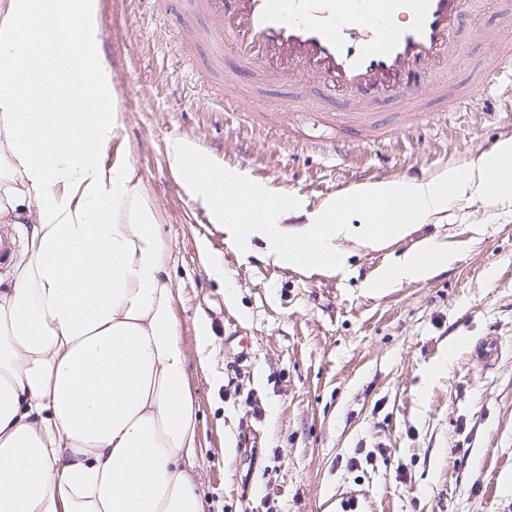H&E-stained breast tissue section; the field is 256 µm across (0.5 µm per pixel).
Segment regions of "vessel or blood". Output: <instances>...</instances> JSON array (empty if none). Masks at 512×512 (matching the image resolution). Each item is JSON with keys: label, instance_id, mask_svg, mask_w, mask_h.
I'll use <instances>...</instances> for the list:
<instances>
[{"label": "vessel or blood", "instance_id": "b4317fda", "mask_svg": "<svg viewBox=\"0 0 512 512\" xmlns=\"http://www.w3.org/2000/svg\"><path fill=\"white\" fill-rule=\"evenodd\" d=\"M204 17V28H186L184 44L199 39L211 51L200 81H210L232 53L237 74L267 83L288 79L307 91L309 112L322 99L353 109L360 135L373 126L372 108L391 101L402 114L444 112L482 94L455 86L448 71L461 59V21L483 0H181ZM409 12L400 26L395 17ZM506 22L481 32L494 53V72L512 83V8ZM322 99H313V90Z\"/></svg>", "mask_w": 512, "mask_h": 512}]
</instances>
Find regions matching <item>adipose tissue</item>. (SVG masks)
Instances as JSON below:
<instances>
[{"label": "adipose tissue", "instance_id": "adipose-tissue-1", "mask_svg": "<svg viewBox=\"0 0 512 512\" xmlns=\"http://www.w3.org/2000/svg\"><path fill=\"white\" fill-rule=\"evenodd\" d=\"M99 0H0V512H204L171 248L144 182L109 161ZM425 244L391 287L448 266ZM3 228H9L11 230V232L13 233L12 241L15 242V245H14V249H13V257L7 265H5V264L9 257V248L5 245V243H3L2 249L0 247V264L1 263L4 264V266L3 265L0 266V276L1 277H4L7 275V272H8V269H9V266L11 265V263L14 260L18 259V257L21 255V253L23 251V243H24L23 225L0 224V237L2 236Z\"/></svg>", "mask_w": 512, "mask_h": 512}]
</instances>
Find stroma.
Masks as SVG:
<instances>
[{
    "mask_svg": "<svg viewBox=\"0 0 512 512\" xmlns=\"http://www.w3.org/2000/svg\"><path fill=\"white\" fill-rule=\"evenodd\" d=\"M101 43L124 116L113 140L140 173L171 247L179 337L198 411L195 470L205 512H512V205L472 191L385 247L352 240L340 271L240 255L223 227L173 173L168 145L191 142L221 166L302 200L282 228L307 224L327 198L375 182L426 181L512 142V87L499 85L479 32L499 23L496 0L464 20V60L448 78L486 76L482 97L336 155L313 114L253 125L247 109L295 102L296 84L239 78L240 111L224 109V79L194 74L205 46L176 48L201 26L172 4L100 0ZM452 265L382 292L367 284L423 240ZM208 324L209 367L197 354ZM486 338L492 366L475 355Z\"/></svg>",
    "mask_w": 512,
    "mask_h": 512,
    "instance_id": "35a3bbf8",
    "label": "stroma"
}]
</instances>
